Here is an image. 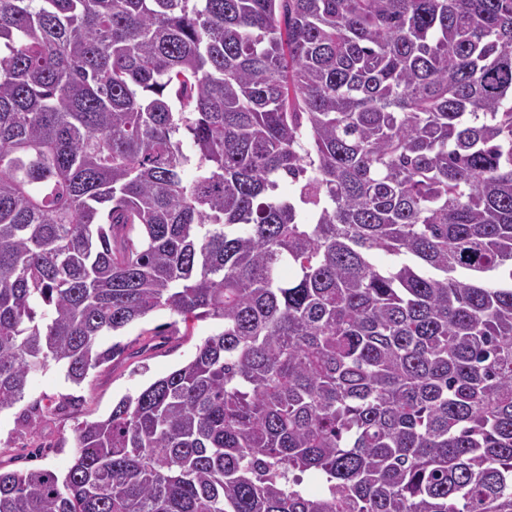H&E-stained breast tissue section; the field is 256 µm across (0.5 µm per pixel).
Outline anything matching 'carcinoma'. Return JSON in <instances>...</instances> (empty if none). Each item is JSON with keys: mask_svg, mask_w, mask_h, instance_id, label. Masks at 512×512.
<instances>
[{"mask_svg": "<svg viewBox=\"0 0 512 512\" xmlns=\"http://www.w3.org/2000/svg\"><path fill=\"white\" fill-rule=\"evenodd\" d=\"M159 310L0 512H512V0H0V411ZM174 321L176 325L170 326ZM217 327L211 320L186 326L169 311H157L113 336H104L102 348L119 343L124 352L92 371L81 385L68 382L58 366L35 373L24 400L0 412L2 471L46 468L65 473L74 455L79 424L105 418L122 397L137 395L154 380L188 363L201 341ZM160 332L164 336H155ZM27 414L37 416V422L26 425L23 415Z\"/></svg>", "mask_w": 512, "mask_h": 512, "instance_id": "carcinoma-1", "label": "carcinoma"}]
</instances>
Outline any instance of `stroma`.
Returning a JSON list of instances; mask_svg holds the SVG:
<instances>
[{
  "label": "stroma",
  "instance_id": "1",
  "mask_svg": "<svg viewBox=\"0 0 512 512\" xmlns=\"http://www.w3.org/2000/svg\"><path fill=\"white\" fill-rule=\"evenodd\" d=\"M216 329L214 321L187 325L161 310L103 337L101 347L117 343L124 352L92 371L82 384L68 382L62 369L54 365L38 371L24 400L0 412V466L65 473L74 455L79 424L105 418L122 397L137 395L154 380L188 363L201 341ZM32 413L36 423L25 424L24 415Z\"/></svg>",
  "mask_w": 512,
  "mask_h": 512
}]
</instances>
